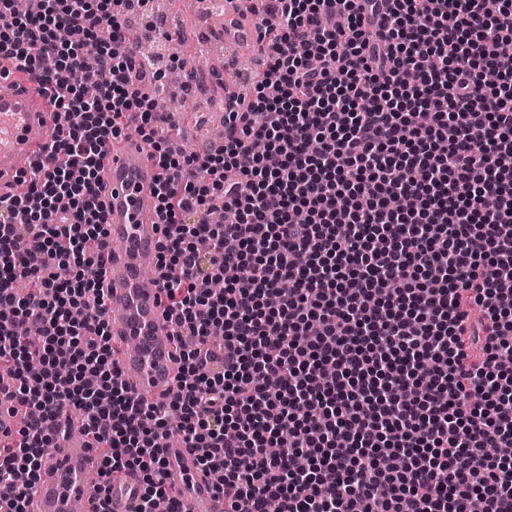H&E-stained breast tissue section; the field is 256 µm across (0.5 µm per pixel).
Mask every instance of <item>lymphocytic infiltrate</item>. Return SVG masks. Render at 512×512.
<instances>
[{"label":"lymphocytic infiltrate","instance_id":"lymphocytic-infiltrate-1","mask_svg":"<svg viewBox=\"0 0 512 512\" xmlns=\"http://www.w3.org/2000/svg\"><path fill=\"white\" fill-rule=\"evenodd\" d=\"M147 2L28 0L0 25V55L68 115L24 200L0 197V364L22 422L0 457L12 512L71 406L104 449V493L140 472L137 512L167 493L175 434L199 471L223 472L235 512H469L475 498L512 512V458L472 464L512 444V70L485 79L512 0H264L267 68L201 157L157 121L181 60L112 52ZM127 114L163 172L159 288L180 373L161 409L123 381L85 275ZM210 280L223 291H201Z\"/></svg>","mask_w":512,"mask_h":512}]
</instances>
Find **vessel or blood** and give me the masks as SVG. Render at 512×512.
<instances>
[{
  "label": "vessel or blood",
  "mask_w": 512,
  "mask_h": 512,
  "mask_svg": "<svg viewBox=\"0 0 512 512\" xmlns=\"http://www.w3.org/2000/svg\"><path fill=\"white\" fill-rule=\"evenodd\" d=\"M9 80V93L0 94V195L22 197L18 182L29 162L51 165V134L65 124L63 112L30 75L13 69L10 58H0V80ZM152 149L137 135L109 147L102 161L107 204L104 288L106 321L114 358L134 395L155 404L171 401L179 363L171 328L162 315L160 292L153 285L162 270L157 256L159 218L155 189L160 168ZM11 373L0 371V455L16 448L22 427L10 410ZM168 485L172 497L158 501L156 512H170L179 502L181 512H229L211 479L197 469L196 456L185 445H167ZM101 462L88 441L69 443L47 451L28 512H73L92 507L100 498L91 473ZM141 476L125 470L112 478L110 512H135Z\"/></svg>",
  "instance_id": "1"
}]
</instances>
